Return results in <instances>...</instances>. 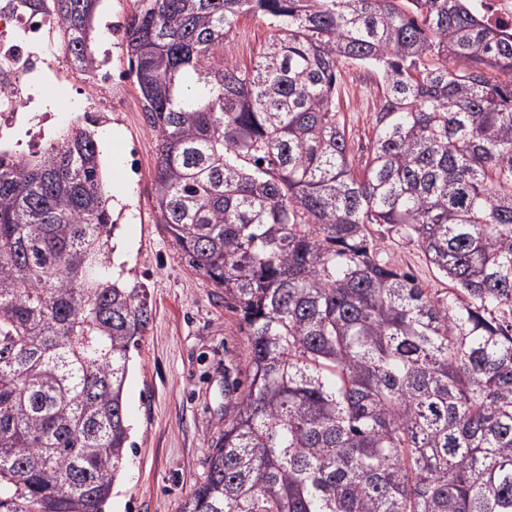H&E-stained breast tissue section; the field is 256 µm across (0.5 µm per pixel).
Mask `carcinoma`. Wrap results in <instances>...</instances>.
<instances>
[{
    "label": "carcinoma",
    "instance_id": "cac0c4a2",
    "mask_svg": "<svg viewBox=\"0 0 512 512\" xmlns=\"http://www.w3.org/2000/svg\"><path fill=\"white\" fill-rule=\"evenodd\" d=\"M8 2L95 76L99 0ZM242 15L270 29L249 67ZM124 35L160 220L247 339L182 512H512V31L465 0H134ZM343 63L379 78L359 163ZM108 202L86 129L0 151V512H106L124 466L151 307ZM377 229L382 231L381 234L376 235L383 238L385 249L395 265L411 273L424 288L435 290L451 288L450 283L439 277L436 270L429 264L417 243L400 239L394 232L388 233L384 227H377Z\"/></svg>",
    "mask_w": 512,
    "mask_h": 512
}]
</instances>
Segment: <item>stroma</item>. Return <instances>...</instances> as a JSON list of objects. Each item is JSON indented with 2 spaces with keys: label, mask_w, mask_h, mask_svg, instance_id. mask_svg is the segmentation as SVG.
Here are the masks:
<instances>
[{
  "label": "stroma",
  "mask_w": 512,
  "mask_h": 512,
  "mask_svg": "<svg viewBox=\"0 0 512 512\" xmlns=\"http://www.w3.org/2000/svg\"><path fill=\"white\" fill-rule=\"evenodd\" d=\"M133 0H100L94 18L97 57L114 72L129 69L126 43L116 33ZM269 29L250 16L239 17L228 57L250 65ZM90 82L81 76L77 88L63 91L35 84L25 117L43 112L51 119L39 147H47L62 131L89 125L100 136L104 177L112 175V153L120 151L128 193L113 206L117 225L112 243L116 270L129 286L145 291L152 316L138 350L133 351L125 400L131 424L126 469L114 487L110 512H182L183 504L207 471L212 448L224 432L226 404L235 383L246 380L247 340L238 330L235 312L224 302L223 289L213 287L182 256L154 208L152 171L156 131L144 119L134 81L126 83V106L110 112L97 101L95 122H87ZM340 105L355 155L368 151L379 91L376 76L346 65L339 76ZM117 132V144L102 139ZM391 261L411 273L423 287L446 288L421 248L382 235Z\"/></svg>",
  "instance_id": "1"
}]
</instances>
